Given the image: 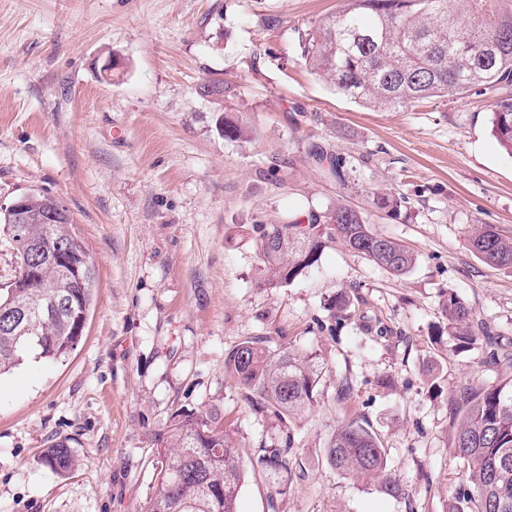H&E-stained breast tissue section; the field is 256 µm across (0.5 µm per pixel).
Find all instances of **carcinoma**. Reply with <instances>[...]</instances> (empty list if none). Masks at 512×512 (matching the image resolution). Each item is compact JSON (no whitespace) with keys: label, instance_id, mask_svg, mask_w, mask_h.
Returning a JSON list of instances; mask_svg holds the SVG:
<instances>
[{"label":"carcinoma","instance_id":"obj_1","mask_svg":"<svg viewBox=\"0 0 512 512\" xmlns=\"http://www.w3.org/2000/svg\"><path fill=\"white\" fill-rule=\"evenodd\" d=\"M300 49L312 73L367 106L403 110L430 98L490 91L493 136L512 153V92L507 90L512 86V0H345L335 15L301 33ZM25 213L27 222L18 224L1 211L0 231L13 249L14 277L21 280L27 267L37 266L39 280L28 289L0 288V314L16 310L26 292L55 305L31 310V331L24 336L6 329L0 317V374L30 355L58 360L75 350L81 340L79 319L88 314L96 284V274H86L85 247L73 231L69 210L48 193L30 192ZM329 223L348 248L395 275L416 262L410 249L374 232L346 206H337ZM256 233L270 285L318 261L317 245L289 259L296 237L303 235L298 224H258ZM37 242L68 248L70 265L32 251ZM469 245L484 263L512 268V237L492 225L480 226ZM442 311L448 333L462 346L490 342L458 297L449 295ZM224 364L244 389L248 408L278 428L279 438L259 447L256 467L275 480V494L283 496L290 489L293 420L318 402L322 364L315 355L273 349L252 337L235 345ZM448 407L456 423L454 450L466 463L448 498V512H512V375L488 385L455 386L448 391ZM155 445V484L145 512H238L247 471L224 411L180 407ZM324 460L340 474L377 483L392 498L409 497L388 468L380 438L364 420L348 418L338 425ZM42 463L58 475L80 466L62 443L45 449Z\"/></svg>","mask_w":512,"mask_h":512}]
</instances>
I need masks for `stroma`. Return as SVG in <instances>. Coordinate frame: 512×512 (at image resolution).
Instances as JSON below:
<instances>
[{
	"instance_id": "1",
	"label": "stroma",
	"mask_w": 512,
	"mask_h": 512,
	"mask_svg": "<svg viewBox=\"0 0 512 512\" xmlns=\"http://www.w3.org/2000/svg\"><path fill=\"white\" fill-rule=\"evenodd\" d=\"M342 6L0 0V207L29 191L59 198L96 267L77 348L0 375V512H144L152 442L181 405L219 406L254 462L278 432L224 366L247 337L325 368L322 400L294 430L287 495L248 474L238 512H446L464 471L448 387L512 367L485 346L457 349L441 303L457 295L512 350V269L468 246L480 224L512 237V155L491 134V94L383 111L312 74L299 35ZM204 81L223 83V100L198 95ZM221 115L247 140L219 134ZM379 192L399 207L378 208ZM340 204L412 249L415 266L396 276L348 249L327 224ZM287 223L310 226L300 244L320 242L321 256L273 287L255 227ZM341 292L350 305L336 319ZM352 417L379 434L408 499L326 465V438ZM60 442L81 460L66 476L41 463Z\"/></svg>"
}]
</instances>
